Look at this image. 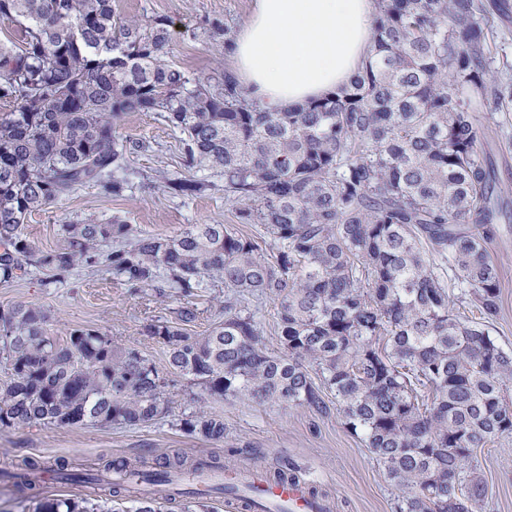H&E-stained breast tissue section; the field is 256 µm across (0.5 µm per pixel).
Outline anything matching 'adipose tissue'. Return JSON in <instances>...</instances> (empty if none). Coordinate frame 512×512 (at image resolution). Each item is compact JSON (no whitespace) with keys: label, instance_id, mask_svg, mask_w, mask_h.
Listing matches in <instances>:
<instances>
[{"label":"adipose tissue","instance_id":"ef3b65f1","mask_svg":"<svg viewBox=\"0 0 512 512\" xmlns=\"http://www.w3.org/2000/svg\"><path fill=\"white\" fill-rule=\"evenodd\" d=\"M376 0H255L234 41V74L265 106L331 95L370 49Z\"/></svg>","mask_w":512,"mask_h":512}]
</instances>
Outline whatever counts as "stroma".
I'll return each mask as SVG.
<instances>
[{
	"mask_svg": "<svg viewBox=\"0 0 512 512\" xmlns=\"http://www.w3.org/2000/svg\"><path fill=\"white\" fill-rule=\"evenodd\" d=\"M113 5L126 20H170L172 49L168 62L214 84L231 69L232 59L223 38L213 36L212 26L218 22L230 33H238L252 15L254 0H114ZM474 118L480 130L479 150L495 170L496 190L512 206V114L483 107ZM120 132L128 143L146 139L153 144L151 152L130 153L124 171L129 188L124 196L108 198L90 185L33 213L24 232L36 248H56L61 242L62 224L71 221L105 222L118 216L135 233L163 237L175 236L191 224L231 223V206L223 192L174 197L156 187L160 172L179 173L183 167L177 135L155 113H129ZM486 249L501 273L500 310L492 334L503 349L512 351V222L493 225ZM15 304L43 307L57 339H64L72 328L88 327L123 346L136 348L161 375L171 376V411L169 416L136 428H0V471L26 458L48 464L63 459L72 470L82 472L141 460L152 464L176 456L192 463L213 455L226 468L267 473L287 470L326 502L328 512H397L399 489L387 479L365 442L346 428L333 393L325 395L328 411L324 414L278 402L216 405L225 426L220 443L193 438L179 430V418L197 408L203 391L172 377L166 347L144 335L142 329L157 319L178 321L180 310L191 306L198 317L186 324V332L206 334L224 318L221 283L208 281L206 288L186 299L170 289L145 288L130 294L102 270L81 268L66 283L51 286L45 285L42 273L33 272L0 286V307ZM477 457L485 484L483 512H512V435L478 449Z\"/></svg>",
	"mask_w": 512,
	"mask_h": 512,
	"instance_id": "35a3bbf8",
	"label": "stroma"
}]
</instances>
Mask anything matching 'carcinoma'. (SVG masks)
Segmentation results:
<instances>
[{
  "instance_id": "cac0c4a2",
  "label": "carcinoma",
  "mask_w": 512,
  "mask_h": 512,
  "mask_svg": "<svg viewBox=\"0 0 512 512\" xmlns=\"http://www.w3.org/2000/svg\"><path fill=\"white\" fill-rule=\"evenodd\" d=\"M507 0H378L371 49L332 95L288 111L261 107L234 75L213 90L168 63L170 22L123 20L112 0H0L18 27L0 43V285L37 270L62 283L104 267L132 292L185 298L224 284V321L203 336L144 326L173 373L203 387L185 433L224 440L210 403L340 404L402 492L398 512H477L475 450L512 434V352L498 345L500 274L485 248L500 202L478 151L476 104L512 112V65L494 75L492 41ZM130 112H156L180 133L184 167L164 191L224 184L237 224H261L268 255L228 224L174 237L135 235L114 218L61 225L62 244L33 246L23 224L85 185L118 197ZM274 304L283 352L271 354L249 303ZM474 308L473 321L465 309ZM0 428L146 424L169 412L158 369L94 329L59 342L35 305L0 307ZM320 373L316 385L309 369ZM185 461L138 472L170 485ZM41 462L12 475L34 512H95L35 492ZM59 478L95 484L56 463Z\"/></svg>"
}]
</instances>
